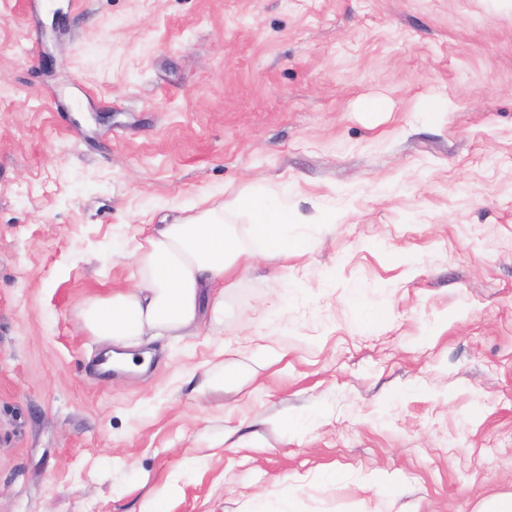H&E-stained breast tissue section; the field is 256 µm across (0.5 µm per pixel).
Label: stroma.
<instances>
[{
  "mask_svg": "<svg viewBox=\"0 0 512 512\" xmlns=\"http://www.w3.org/2000/svg\"><path fill=\"white\" fill-rule=\"evenodd\" d=\"M310 240L101 372L154 217ZM224 373L223 384L210 376ZM476 512L512 494V0H0V512Z\"/></svg>",
  "mask_w": 512,
  "mask_h": 512,
  "instance_id": "obj_1",
  "label": "stroma"
}]
</instances>
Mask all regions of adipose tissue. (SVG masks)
Masks as SVG:
<instances>
[{
    "label": "adipose tissue",
    "instance_id": "obj_1",
    "mask_svg": "<svg viewBox=\"0 0 512 512\" xmlns=\"http://www.w3.org/2000/svg\"><path fill=\"white\" fill-rule=\"evenodd\" d=\"M241 212L251 216L246 243L230 221ZM294 221L287 204L248 193L185 217L161 218L129 251L138 268L137 284L85 305L83 328L103 344L124 348L123 360L133 366L132 348L143 337L186 336L205 319H223L224 277L253 259L250 242H260L269 252H308V239L284 232Z\"/></svg>",
    "mask_w": 512,
    "mask_h": 512
}]
</instances>
